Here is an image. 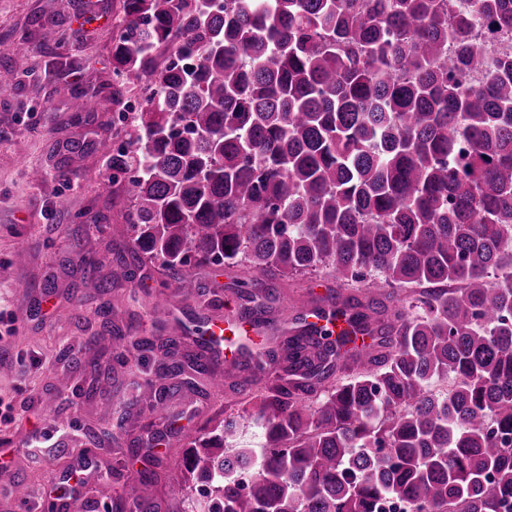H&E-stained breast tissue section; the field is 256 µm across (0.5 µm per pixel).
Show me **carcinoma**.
Listing matches in <instances>:
<instances>
[{
  "label": "carcinoma",
  "mask_w": 512,
  "mask_h": 512,
  "mask_svg": "<svg viewBox=\"0 0 512 512\" xmlns=\"http://www.w3.org/2000/svg\"><path fill=\"white\" fill-rule=\"evenodd\" d=\"M0 83L14 94L28 36ZM47 48L48 65H67ZM112 182L133 270L193 294L241 266L336 278L378 325L366 360H289L188 442L172 496L205 512H512V0H123L112 38ZM146 92L126 116L129 83ZM76 119L104 100L61 85ZM195 353L156 372L182 386ZM248 423L260 447L241 439Z\"/></svg>",
  "instance_id": "1"
}]
</instances>
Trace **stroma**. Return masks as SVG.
I'll use <instances>...</instances> for the list:
<instances>
[{"instance_id": "obj_1", "label": "stroma", "mask_w": 512, "mask_h": 512, "mask_svg": "<svg viewBox=\"0 0 512 512\" xmlns=\"http://www.w3.org/2000/svg\"><path fill=\"white\" fill-rule=\"evenodd\" d=\"M122 0H0V36L12 30L31 31L27 75L14 95L0 97V512H18L12 494L23 484L28 512H48V491L54 477L68 472L82 455L87 427L116 434L93 455L100 468L80 502L82 512H105L116 500H130V485L111 470L129 442H146L163 435L166 447L155 465L146 492L161 512H183L169 486L179 473L185 449L182 436L196 424L220 413L235 400L231 390L202 398L183 389L158 416L138 401L144 380L164 360L165 345L144 353L141 364L120 372L106 396L87 390L97 368L115 365L125 345L101 331L99 306L124 332L152 330V312L171 306L182 315H200L208 299L235 298L240 269L202 266L197 270L200 292L187 296L155 265L131 272L113 263L115 249L128 242L123 213L124 194H98L99 182L111 175V106L76 124L68 98L57 91L61 83L98 88L112 83V31ZM80 29L77 46L69 48L70 70L47 67L43 54L58 31ZM68 139L86 142V150L61 160L59 144ZM67 209L56 206L59 196ZM99 263L97 279L111 281L108 294H98L97 279L83 275V259ZM54 289L43 294L44 281ZM27 291H18V283ZM326 274L273 280L278 299L275 314L284 316L335 287ZM98 333L93 346L84 336ZM114 400L118 413L101 414L102 399Z\"/></svg>"}]
</instances>
